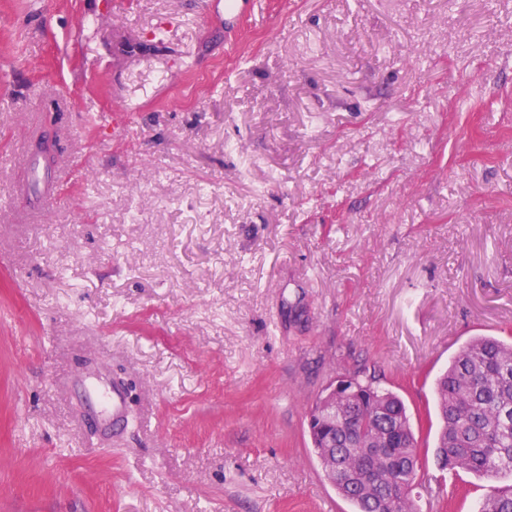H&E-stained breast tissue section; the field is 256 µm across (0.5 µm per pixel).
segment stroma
<instances>
[{
    "mask_svg": "<svg viewBox=\"0 0 512 512\" xmlns=\"http://www.w3.org/2000/svg\"><path fill=\"white\" fill-rule=\"evenodd\" d=\"M257 3L232 46L205 0H0V512H352L307 432L345 373L474 512L433 385L512 335V0ZM98 400H103L106 411H112V428L119 429L123 425V389L120 384L112 385V393L102 392L95 388Z\"/></svg>",
    "mask_w": 512,
    "mask_h": 512,
    "instance_id": "stroma-1",
    "label": "stroma"
}]
</instances>
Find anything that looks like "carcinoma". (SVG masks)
Returning a JSON list of instances; mask_svg holds the SVG:
<instances>
[{
    "label": "carcinoma",
    "instance_id": "1",
    "mask_svg": "<svg viewBox=\"0 0 512 512\" xmlns=\"http://www.w3.org/2000/svg\"><path fill=\"white\" fill-rule=\"evenodd\" d=\"M442 425L435 456L441 470L460 469L487 482L479 512H512V339L481 336L452 358L435 381ZM350 414L314 449L323 470L336 472V491L354 512H419L426 489L418 441L403 400L368 382Z\"/></svg>",
    "mask_w": 512,
    "mask_h": 512
}]
</instances>
